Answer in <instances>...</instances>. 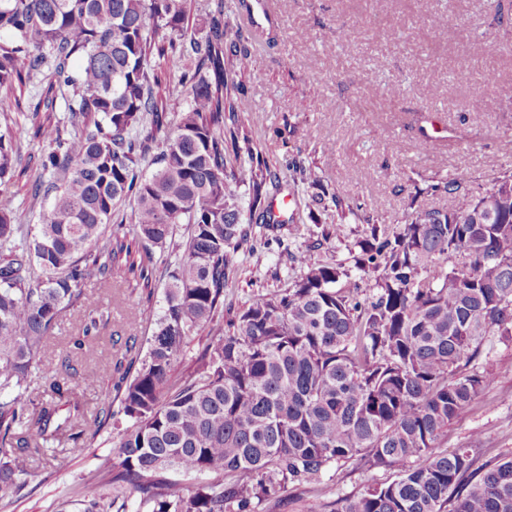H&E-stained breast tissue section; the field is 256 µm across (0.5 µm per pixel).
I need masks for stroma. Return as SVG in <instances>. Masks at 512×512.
Segmentation results:
<instances>
[{
	"label": "stroma",
	"instance_id": "35a3bbf8",
	"mask_svg": "<svg viewBox=\"0 0 512 512\" xmlns=\"http://www.w3.org/2000/svg\"><path fill=\"white\" fill-rule=\"evenodd\" d=\"M224 18L242 27L248 46L259 59L245 79L250 107L259 119L255 140L277 184L275 199H287L285 223L268 230V244L245 256L225 290L226 302L242 309L256 291L286 288L299 276L292 256L309 252L314 260L333 263L360 280L365 296L372 282L361 281L355 267L360 244L372 230L392 236L402 228L413 196L427 184L460 180L473 192L485 190L502 174L512 173V0H266L262 33L243 27L244 6L255 0H225ZM446 16L435 26L432 15ZM333 49H323L328 36ZM485 37L489 51L473 57L471 42ZM383 91L369 95L371 77ZM18 109L0 112V131L21 134V150L29 155L27 176L8 188L14 204L30 210V186L40 172V146L27 136L32 101L28 88L15 87ZM480 108H473V101ZM432 148L422 151V141ZM333 151H324L326 142ZM301 156L319 176L320 185L300 180L288 168ZM349 204L338 215L331 195ZM339 235L324 238L328 227ZM95 304L78 310L56 327L42 354L55 365L70 356L84 380L71 397L86 418H93L112 382L106 375L114 340L137 325L139 350H146L159 316V299H146L135 283L109 288L91 283ZM93 317L103 326L89 349H73L71 338L82 320ZM464 373L488 375L491 385L448 427L440 447L473 451L474 473H484L512 456V335L494 331L479 352L463 364ZM115 430L92 440L68 442L50 463L29 467L20 492L0 493V512H51L61 499L77 500L96 466L113 452ZM393 470L370 466L361 458L330 465L319 485H298L262 502L257 512H331L341 497L356 496L390 481Z\"/></svg>",
	"mask_w": 512,
	"mask_h": 512
}]
</instances>
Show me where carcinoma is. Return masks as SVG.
I'll use <instances>...</instances> for the list:
<instances>
[{"label":"carcinoma","mask_w":512,"mask_h":512,"mask_svg":"<svg viewBox=\"0 0 512 512\" xmlns=\"http://www.w3.org/2000/svg\"><path fill=\"white\" fill-rule=\"evenodd\" d=\"M191 10L192 0H0V88L29 84L34 113L49 109L33 133L47 147L30 195L47 206L41 222L26 223L0 193V491L17 486L30 457L54 453L64 431L92 439L122 414L130 424L116 456L98 465L111 492L86 482L80 512H256L357 455L395 479L336 500L333 512H444L450 501L453 512H512V458L467 484L471 449L434 452L490 383L454 372L493 328L512 325V174L458 208L411 207L391 238L372 233L355 261L377 289L371 301L347 270L301 251L291 286L253 293L224 332V290L272 224L275 179L243 119L239 76L252 54L243 47L230 64L224 53L244 35L214 0L207 36L189 37ZM156 57L179 69L189 95L174 124L167 85L149 74ZM58 100L62 117L51 112ZM20 150L0 133V187ZM439 191L465 193L455 178L426 188ZM126 203L133 227L104 237ZM179 224L190 235L172 261ZM421 270L430 278L417 279ZM129 276L149 298L164 283L161 313L145 355L127 337L112 390L75 430L59 410L76 370L68 356L46 367L40 354L59 320L93 306L86 283ZM100 333L84 322L73 348ZM195 339L202 350L177 371ZM35 370L49 381L39 403L28 395ZM420 454L427 462L408 466ZM172 471L210 479L185 487Z\"/></svg>","instance_id":"1"}]
</instances>
